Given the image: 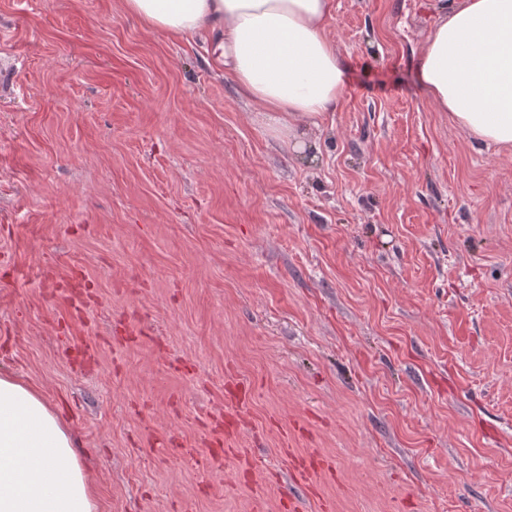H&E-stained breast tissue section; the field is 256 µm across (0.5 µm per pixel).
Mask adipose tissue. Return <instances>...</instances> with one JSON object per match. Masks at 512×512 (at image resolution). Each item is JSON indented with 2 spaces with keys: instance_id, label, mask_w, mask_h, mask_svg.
I'll use <instances>...</instances> for the list:
<instances>
[{
  "instance_id": "ef3b65f1",
  "label": "adipose tissue",
  "mask_w": 512,
  "mask_h": 512,
  "mask_svg": "<svg viewBox=\"0 0 512 512\" xmlns=\"http://www.w3.org/2000/svg\"><path fill=\"white\" fill-rule=\"evenodd\" d=\"M145 27L214 51L279 140L334 111L345 69L326 34L333 0H123ZM423 88L488 147L512 149V0H455L420 57ZM70 429L20 379L0 374V512H99Z\"/></svg>"
}]
</instances>
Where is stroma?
<instances>
[{"mask_svg":"<svg viewBox=\"0 0 512 512\" xmlns=\"http://www.w3.org/2000/svg\"><path fill=\"white\" fill-rule=\"evenodd\" d=\"M442 0H333L309 154L210 38L0 0V371L100 512H512V151L417 61Z\"/></svg>","mask_w":512,"mask_h":512,"instance_id":"stroma-1","label":"stroma"}]
</instances>
